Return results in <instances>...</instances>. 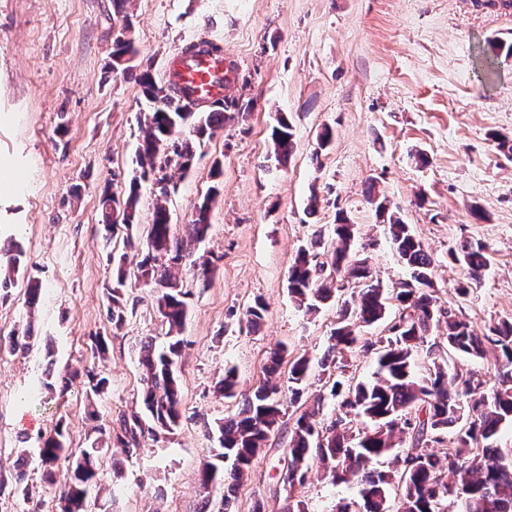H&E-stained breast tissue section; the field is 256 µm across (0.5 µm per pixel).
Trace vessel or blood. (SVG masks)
<instances>
[{
    "label": "vessel or blood",
    "mask_w": 512,
    "mask_h": 512,
    "mask_svg": "<svg viewBox=\"0 0 512 512\" xmlns=\"http://www.w3.org/2000/svg\"><path fill=\"white\" fill-rule=\"evenodd\" d=\"M172 78L202 105L214 104L224 97V55L220 52L187 55L175 52Z\"/></svg>",
    "instance_id": "vessel-or-blood-1"
}]
</instances>
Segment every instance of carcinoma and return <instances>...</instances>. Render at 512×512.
<instances>
[{
    "label": "carcinoma",
    "mask_w": 512,
    "mask_h": 512,
    "mask_svg": "<svg viewBox=\"0 0 512 512\" xmlns=\"http://www.w3.org/2000/svg\"><path fill=\"white\" fill-rule=\"evenodd\" d=\"M136 54L133 39L121 31L113 42L112 69L131 71L129 62ZM136 81L142 95L155 103L146 116L145 135L136 164L142 177L154 178L159 203L152 214L145 253L139 264L138 277L158 286V310L167 324V342L158 347L144 343L141 358L143 388L140 400L144 412L123 415L115 428L98 430L105 443L131 456L142 441L162 433L171 434L181 418V385L177 364L183 340L180 332L187 317V293L179 285L180 269L187 266L190 251L187 241L205 240L211 204L217 196L213 189L196 207L195 218L186 225L187 238L176 236L169 214L162 204L168 198L171 178L157 159L165 152L159 142L176 146V165L188 171L195 155V142L210 138L224 127L231 112H245L254 101L224 98L217 108L199 115L190 135L183 126L194 116L197 104L190 96L172 87L155 83L150 71L139 73ZM271 137L275 159H288L294 148V133L288 118L278 119ZM139 199V181H130L121 199L104 193L100 199L103 228L113 235L117 225L112 211L121 214L124 226L133 224ZM391 239L399 261L410 270L411 282L388 290L373 276L365 260L351 249L354 225L336 218L334 238L324 242L323 234L312 242L314 249L302 248L295 257L288 276V291L307 312L316 313L329 302L338 306L336 327L318 367L326 375L325 385L336 399V415L321 424L316 416L322 409V397L312 407L293 411L292 438L287 451L288 474H296L298 487L311 478L313 466L323 469L331 483L355 482L360 486L359 501L337 503L336 512H456V494H469V512H512V444L500 443L503 429L512 427V323L500 322L478 335L470 322L438 305L433 282L432 259L408 225L397 216L388 217ZM6 263H0V295L8 293L14 275L22 266L24 249L12 242L4 249ZM450 262L466 269V278L458 282L456 293L469 294L480 282L490 265L486 246L463 243L449 251ZM117 264L112 307L108 309L113 329L125 322L122 287L127 273L124 257L113 258ZM397 305L398 316L388 324V334L372 340L362 336L360 328L382 321L388 302ZM447 317L445 336L448 355L480 358L486 348L497 350L498 375L491 387L471 374L450 370L441 362L435 344L428 341L429 331ZM426 349L431 365L421 370L416 365L420 349ZM376 355L377 370L369 381L345 376L348 357L356 351ZM289 362L288 392L290 403H300L303 384L313 371L311 360L288 358V348L280 344L269 352L265 370L275 375ZM238 375L227 368L217 390L224 397H236ZM280 388L266 380L246 396L235 416L218 425L221 460L232 461L224 472L210 461L200 468L201 484L220 494L217 512H232L231 495L240 485L256 456L267 446L284 416ZM410 430L411 442L402 447L400 435ZM451 444L445 451L434 445ZM99 440L77 454L70 447L66 429L58 424L54 434L43 440L39 457L45 479L51 480L53 468L63 459L70 471L69 482L59 496V512H85L86 500L95 485Z\"/></svg>",
    "instance_id": "carcinoma-1"
}]
</instances>
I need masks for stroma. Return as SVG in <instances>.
I'll list each match as a JSON object with an SVG mask.
<instances>
[{"mask_svg":"<svg viewBox=\"0 0 512 512\" xmlns=\"http://www.w3.org/2000/svg\"><path fill=\"white\" fill-rule=\"evenodd\" d=\"M126 17L135 72L151 70L166 85L173 52L205 38L236 67L228 96L256 106L198 146L188 174L167 169L177 229L219 189L208 235L192 247L215 270L205 283L182 274L181 423L130 457L102 448L88 512H202L199 466L215 460L218 426L238 409L215 389L225 368H236L238 391L248 395L276 344L314 361L328 345L335 305L310 315L288 292L294 257L316 232L331 234L344 217L374 279L391 289L407 279L369 192L388 200L431 256L440 305L479 332L512 320V154L494 140L512 137V54H496L491 79L478 66L495 42L512 43V18L487 0H127L121 16L112 0H0V247L14 240L25 250L24 273L0 299V336H28L26 348L0 349V478L10 487L24 472L29 489L0 494V512H57L69 474L61 461L45 481L43 439L61 423L79 450L95 429L117 426L137 408L143 342L165 340L154 286L127 280L121 331L108 315L112 258L126 255L135 270L156 203L141 182L132 229L104 240L100 198L125 193L139 175L140 121L150 109L133 75L109 68ZM280 114L295 142L283 164L271 138ZM326 125L334 138L319 153ZM466 240L486 244L491 264L461 298L453 285L464 270L449 264L448 249ZM32 278L41 284L33 302ZM257 299L267 313L251 330L246 310ZM96 336L107 341L105 357L93 353ZM84 368L107 380L95 404L77 383L43 387L47 371ZM283 410L233 512H253L259 501L267 512L286 505L279 476L294 419L291 404ZM357 492L353 483L315 480L298 494L308 512H333Z\"/></svg>","mask_w":512,"mask_h":512,"instance_id":"1","label":"stroma"}]
</instances>
